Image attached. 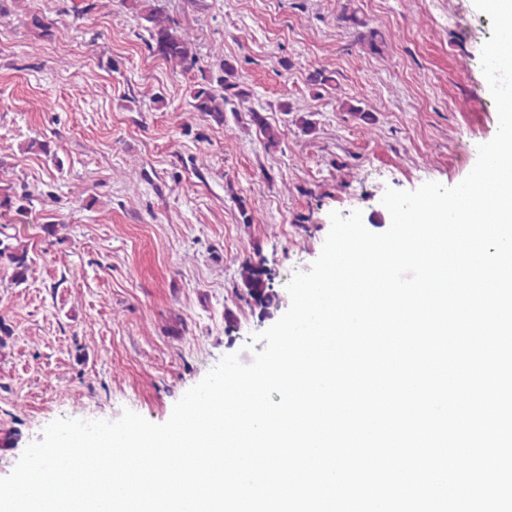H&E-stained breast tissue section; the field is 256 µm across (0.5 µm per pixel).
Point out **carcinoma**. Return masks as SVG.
I'll list each match as a JSON object with an SVG mask.
<instances>
[{"instance_id": "obj_1", "label": "carcinoma", "mask_w": 512, "mask_h": 512, "mask_svg": "<svg viewBox=\"0 0 512 512\" xmlns=\"http://www.w3.org/2000/svg\"><path fill=\"white\" fill-rule=\"evenodd\" d=\"M135 14L147 23L149 34L147 46L152 54L166 61L173 69L189 72L197 67L199 59L193 51V40L189 32L181 29L172 19L162 16L152 0H130ZM247 92L240 87L238 62L234 58L220 60V74L216 78L204 76L190 90L189 106L192 111L209 118L217 125H224V104L230 98L245 99ZM249 116L263 133L266 147L279 144L280 131L270 125L257 110ZM31 202V194H17L12 186H0V211H21L24 203ZM33 264L28 245L17 236L0 229V269L11 271L12 281L24 283ZM275 274L264 265L261 258L245 260L239 269L238 298L247 305L251 313L261 321L273 316L282 305L279 293L273 287Z\"/></svg>"}]
</instances>
